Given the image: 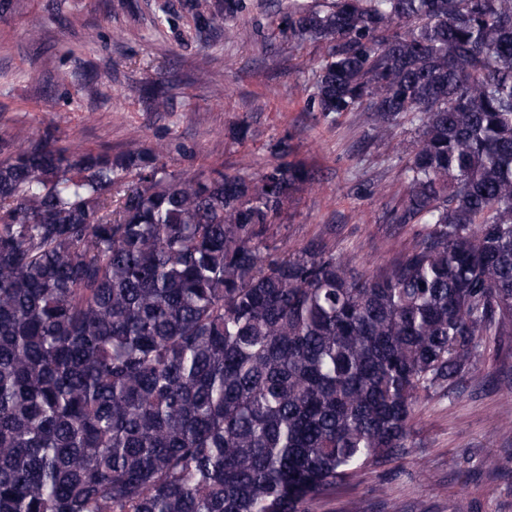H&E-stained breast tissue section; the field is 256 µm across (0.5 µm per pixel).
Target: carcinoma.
Returning a JSON list of instances; mask_svg holds the SVG:
<instances>
[{
  "label": "carcinoma",
  "instance_id": "cac0c4a2",
  "mask_svg": "<svg viewBox=\"0 0 512 512\" xmlns=\"http://www.w3.org/2000/svg\"><path fill=\"white\" fill-rule=\"evenodd\" d=\"M328 47L310 102L364 112L419 227L378 272L263 252L302 160L182 177L48 131L0 158V512H309L409 453L421 389L512 342V0H276ZM227 41L246 0H190Z\"/></svg>",
  "mask_w": 512,
  "mask_h": 512
}]
</instances>
